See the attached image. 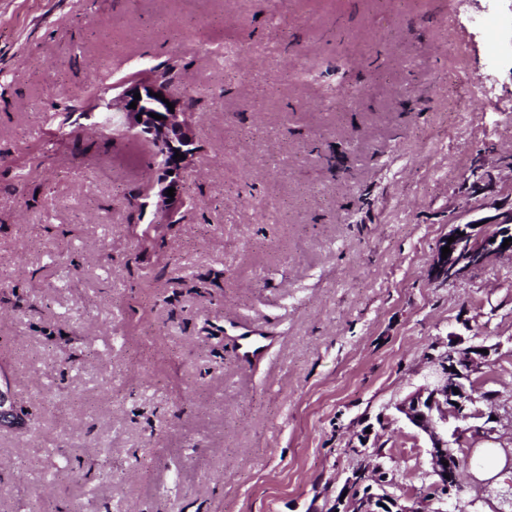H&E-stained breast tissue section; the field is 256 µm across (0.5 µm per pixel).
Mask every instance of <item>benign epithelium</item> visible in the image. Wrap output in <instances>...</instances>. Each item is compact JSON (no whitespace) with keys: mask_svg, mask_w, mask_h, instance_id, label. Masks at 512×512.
<instances>
[{"mask_svg":"<svg viewBox=\"0 0 512 512\" xmlns=\"http://www.w3.org/2000/svg\"><path fill=\"white\" fill-rule=\"evenodd\" d=\"M140 93L136 108L129 107L134 93ZM161 94L162 98L155 97ZM174 104L169 110L167 103ZM113 116L118 118V129L163 149L159 158L164 177L159 186H149L155 192L161 216L169 224H179L185 218L188 198L185 192V175L197 153L195 127L184 108L183 96L176 88L163 80L155 71L149 70L122 85V90L112 98ZM158 114L156 120L151 114ZM185 155L175 158V153ZM469 202L464 215L472 219L451 226L448 235L440 239L430 269L431 280L440 283L454 282L472 270L482 266L490 257L509 254L512 256V206L499 199L502 190L493 176L477 169L471 174ZM174 189V200H169L168 189ZM485 209H493L492 216H478ZM455 241L448 242L449 237ZM507 247H502L503 243ZM449 246L451 253L442 258V248ZM486 354L474 347L463 353L448 351L432 360L435 371L432 380L420 386L414 393L395 404V409L428 439V453L437 485L445 489L439 498L442 506L434 512H447L444 505L452 499V490L462 491L457 481V471L462 458L456 455L452 446L464 447L470 442L468 434L479 432V428L468 425L471 419H485L491 423V416L475 409L478 400L486 397L479 391V379L474 374L480 369L479 360ZM459 393H454V390ZM459 422L453 431H448L449 419ZM0 423L18 430L26 423L18 412L8 390L0 389ZM447 464H442V461ZM481 491L496 495L499 505L492 512H512V484L504 492L494 491L490 482L482 484ZM357 512H418L413 507L403 506L392 495H364L355 498Z\"/></svg>","mask_w":512,"mask_h":512,"instance_id":"obj_1","label":"benign epithelium"}]
</instances>
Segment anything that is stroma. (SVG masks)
I'll return each mask as SVG.
<instances>
[{
  "label": "stroma",
  "instance_id": "obj_1",
  "mask_svg": "<svg viewBox=\"0 0 512 512\" xmlns=\"http://www.w3.org/2000/svg\"><path fill=\"white\" fill-rule=\"evenodd\" d=\"M171 59L190 214L134 224L157 159L99 128ZM509 157L512 0H0V377L30 430L0 427V512H346L381 485L435 512L394 408L432 358L487 347L474 446L512 448V257L429 276L472 168L506 188Z\"/></svg>",
  "mask_w": 512,
  "mask_h": 512
}]
</instances>
